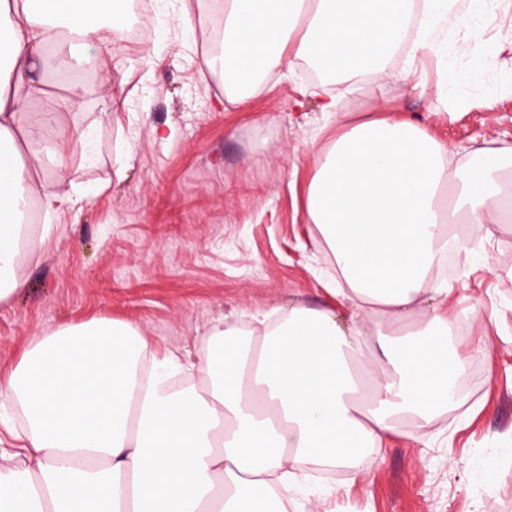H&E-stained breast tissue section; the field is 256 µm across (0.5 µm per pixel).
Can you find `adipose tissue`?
Masks as SVG:
<instances>
[{
	"mask_svg": "<svg viewBox=\"0 0 512 512\" xmlns=\"http://www.w3.org/2000/svg\"><path fill=\"white\" fill-rule=\"evenodd\" d=\"M130 0H0V303L22 287V251L38 248L26 216L60 218L88 194L67 176L72 161L97 160L94 126L77 138L47 132L60 113L83 109L86 90L49 97L33 68L112 55ZM221 49L202 63L224 75L240 103L297 62L334 78L385 77L398 48L409 61L469 46L456 0H216ZM42 107L33 112L29 103ZM501 163L486 148L461 168L418 117L391 114L342 122L320 151L304 213L328 246L332 294L375 317L388 374L362 393L365 347L332 310L290 308L275 326L259 319L247 345L213 326L196 363L205 386L164 393L161 372L143 375L148 340L110 318L35 337L0 396L17 408V443L0 449V512H284L305 466H350L382 444L400 418L430 421L453 400L462 359L449 354L439 307L413 328L403 321L427 299L454 224L485 237L512 219V147ZM54 163L55 179L38 175Z\"/></svg>",
	"mask_w": 512,
	"mask_h": 512,
	"instance_id": "ef3b65f1",
	"label": "adipose tissue"
}]
</instances>
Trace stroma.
<instances>
[{"instance_id":"obj_1","label":"stroma","mask_w":512,"mask_h":512,"mask_svg":"<svg viewBox=\"0 0 512 512\" xmlns=\"http://www.w3.org/2000/svg\"><path fill=\"white\" fill-rule=\"evenodd\" d=\"M458 7L494 60L462 51L411 66L397 53L392 78L330 84L339 113L419 116L458 165L465 149L512 145V0H497L489 19L473 0ZM199 18L203 38L174 40L155 17L146 41L132 17L115 46L123 67L106 56L50 76L53 94L87 88L82 112L63 123L95 125L100 158L68 170L91 201L20 258L23 287L0 304V375L35 336L101 317L136 327L151 366L170 353L197 360L213 325L240 329L295 306L333 309L342 329L375 345L376 323L327 292L332 255L304 217L318 151L336 134L319 99L297 92L313 83L308 64L228 103L223 77L200 66L219 18L206 2ZM153 41L160 53L149 52ZM433 278L450 290L448 346L465 357L459 395L424 426L400 421L336 479L295 491L287 512H512V222L470 235Z\"/></svg>"}]
</instances>
